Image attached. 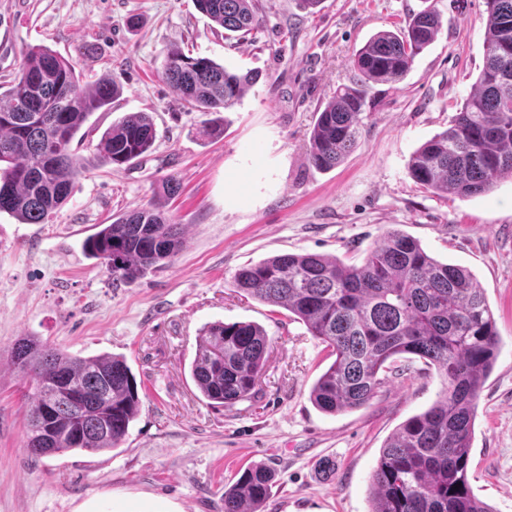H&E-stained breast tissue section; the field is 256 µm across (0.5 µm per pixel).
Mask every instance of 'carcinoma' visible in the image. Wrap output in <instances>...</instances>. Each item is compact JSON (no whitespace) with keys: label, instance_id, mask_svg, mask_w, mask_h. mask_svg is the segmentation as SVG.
Wrapping results in <instances>:
<instances>
[{"label":"carcinoma","instance_id":"cac0c4a2","mask_svg":"<svg viewBox=\"0 0 512 512\" xmlns=\"http://www.w3.org/2000/svg\"><path fill=\"white\" fill-rule=\"evenodd\" d=\"M224 30L248 33L259 21L253 0H193ZM485 62L452 124L412 155L409 174L423 189L472 197L512 177V0H485ZM438 12L424 9L398 30L373 36L354 55L357 80L336 89L317 111L308 164L335 168L355 148L372 83H397L436 38ZM163 75L181 101L202 112L228 110L257 75L228 70L208 57L168 52ZM75 65L47 46L23 54L8 89L0 84V213L22 224H44L65 205L86 168L71 143L88 117L112 104L118 90L103 79L81 85ZM156 139L146 112L106 129L99 158L124 165ZM184 225L161 206L134 208L83 243L114 283L133 282L171 262ZM231 287L280 306L329 348L334 361L311 389V401L334 415L366 405L396 360L416 359L444 379L438 398L404 421L381 448L371 475V512H491L468 477L476 401L499 353V331L484 290L467 269L443 263L399 229L390 228L359 265L315 253L283 254L238 269ZM270 346L254 322H215L198 336L190 375L210 403L231 407L251 398ZM10 361L34 383L26 448L34 458L118 447L140 398L122 356L73 357L35 336L18 339ZM64 383L76 399L57 393ZM273 475L247 468L224 490V512H261Z\"/></svg>","mask_w":512,"mask_h":512}]
</instances>
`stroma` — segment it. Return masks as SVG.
Returning <instances> with one entry per match:
<instances>
[{
  "label": "stroma",
  "mask_w": 512,
  "mask_h": 512,
  "mask_svg": "<svg viewBox=\"0 0 512 512\" xmlns=\"http://www.w3.org/2000/svg\"><path fill=\"white\" fill-rule=\"evenodd\" d=\"M435 6L441 29L404 80L371 85L358 144L336 168L307 163L320 106L355 78L352 58L377 31ZM484 0H254L258 26L228 38L193 0H0V82L44 45L83 84L112 77L121 94L71 145L96 155L102 133L149 113L157 138L133 163L100 164L43 224L0 214V512H224V491L254 463L274 470L263 512H370L385 441L443 388L436 367L402 363L371 401L335 415L310 399L332 359L288 310L230 286L243 266L286 253L360 263L396 227L436 259L466 267L497 321L501 346L477 400L469 481L494 512H512V177L476 197L436 195L408 173L414 151L447 129L484 64ZM175 48L259 78L229 111L184 107L162 75ZM216 122L221 137L203 127ZM167 176L180 189L159 199ZM162 204L185 227L173 261L113 283L83 252L97 225ZM252 321L271 341L255 398L216 407L189 365L201 328ZM37 336L77 357L124 356L140 406L118 448L31 457L32 389L8 351ZM336 464L322 476L320 460Z\"/></svg>",
  "instance_id": "stroma-1"
}]
</instances>
